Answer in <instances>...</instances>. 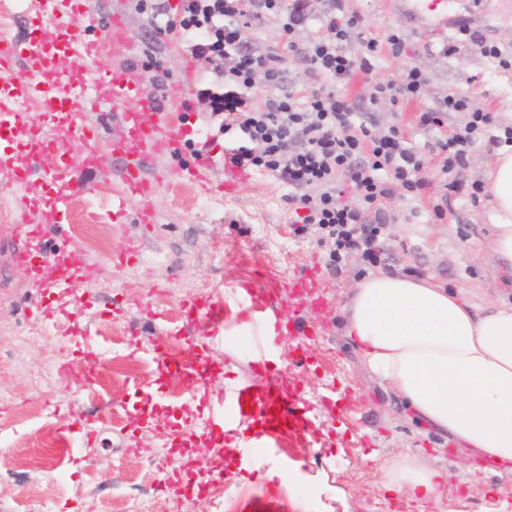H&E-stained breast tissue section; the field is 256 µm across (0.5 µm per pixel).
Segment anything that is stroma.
Here are the masks:
<instances>
[{"label": "stroma", "mask_w": 512, "mask_h": 512, "mask_svg": "<svg viewBox=\"0 0 512 512\" xmlns=\"http://www.w3.org/2000/svg\"><path fill=\"white\" fill-rule=\"evenodd\" d=\"M99 23L84 33L98 42L102 54L96 66L104 72L119 66L133 69L141 96H163L174 83L186 90L175 109L187 113L191 129L172 153L160 156L155 172L161 177L154 196L151 229L137 224L138 196L127 192L117 175L112 156V115L83 110L79 120L97 130L102 159L83 171L71 193V204L61 217L63 234L48 233L47 247L61 255L88 254L100 272L78 288L73 301L77 319L86 334L73 335L65 321L51 322L47 332L30 331L33 309L49 302L46 291L36 288L29 274L15 266L11 256L26 246L17 236L18 224H42L43 214L22 211L9 185L11 173L0 169V512H177L175 496L157 493L168 465L189 469L205 467L209 482L194 500L193 512H224L226 495L239 499L269 490V482L246 475L218 493L225 471L236 466L224 449L216 447L224 420L214 415L209 432L192 436L186 456L160 447L162 435L172 432L180 418L195 414L186 406L181 382L157 385L150 358L129 356L122 346L127 321H144L146 329L181 321L183 301L206 296L224 297V251L239 245L255 246L257 264L290 278L305 267L317 266L326 282L330 303L329 330L306 337V354L286 344L284 357L295 384L319 401L327 385L336 387V405L319 446L292 442L291 457L306 463V472H289L283 512H416L413 504L390 497L377 463L436 447L439 435L410 419L392 393L363 367L347 338L340 310L353 288L368 274L380 270L414 277H431L462 289L475 302H512V278H504L491 241L493 204L489 195L479 202L451 197L443 220H435L432 203L442 193L431 184L417 198L395 197L385 207L392 215L380 240L377 265L350 257L338 269L328 264V244L317 234L296 232L288 188L266 173L252 172L235 195L206 193L181 182L178 174L192 164L201 150L223 158L226 150L240 145V138L225 132L223 115L213 114L202 96L212 67L193 57L191 44L179 33H158V12L170 11L179 0H152L141 10L138 0H91ZM364 14L361 37L345 50L359 55L366 39L383 40L388 29L401 26L407 41L400 56L382 52L375 61V77L397 79L404 69L415 67L427 77L421 101H382L375 111L355 108L353 124L377 135L398 126L406 144L426 160L436 158V132L417 125L422 108L432 107L444 95L461 88L462 79L474 77L473 94L486 111L495 113L501 126H512V71L499 69L484 57L468 37L458 31H440L411 22L403 0H350ZM449 13L466 12L472 28L512 55V0H450ZM121 14L135 34V49L113 44L110 20ZM454 52H444L447 43ZM29 119L44 137L58 144L48 163L77 166L81 144L69 137L67 118L46 114L40 101H32ZM138 254L127 266L116 267L112 256L126 244ZM142 295L152 312L138 309L112 314L125 296ZM211 366L207 391L218 402L230 382L249 374L244 349L225 345L222 338L207 339ZM334 364L325 375L321 359ZM72 366L70 385H61L57 370ZM75 405L82 427L96 424L99 412L112 407L122 419L120 430L105 431L101 443L84 447L78 433L64 432L53 415L55 407ZM137 437L142 449L128 451L124 435ZM471 460L470 449L449 446L437 464L446 475L448 496L429 512H512V470L488 465L486 482L497 494L484 498L468 492L462 477Z\"/></svg>", "instance_id": "35a3bbf8"}]
</instances>
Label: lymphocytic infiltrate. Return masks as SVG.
<instances>
[{"instance_id": "lymphocytic-infiltrate-1", "label": "lymphocytic infiltrate", "mask_w": 512, "mask_h": 512, "mask_svg": "<svg viewBox=\"0 0 512 512\" xmlns=\"http://www.w3.org/2000/svg\"><path fill=\"white\" fill-rule=\"evenodd\" d=\"M275 21L288 42L285 51L253 50V22ZM363 16L347 0H180L166 16L161 32H179L193 40L192 51L212 64L219 91L204 89L212 112L224 116L225 132L241 133L244 145L229 152L232 165L264 172L287 185L288 202L303 227H316L330 246L329 262L338 264L358 254L376 263L378 243L390 217L384 204L397 191L415 198L432 182L445 193L434 201L435 219H443L449 194L478 201L484 185L464 183L455 173L467 166L475 140L487 136L491 146L512 144V127H499L493 113L481 108L471 91L461 88L418 114L422 129H441L451 112H464L463 129L437 140V162L425 160L406 146L397 126L378 135L353 127L351 105L343 91L357 73L369 76L368 108L382 100H420L427 78L417 68L399 80L375 81L373 58L382 50L400 55L407 35L389 30L384 41H364L362 56L348 54L344 45L357 35ZM313 29L306 42L295 36ZM307 64L299 89L283 85L285 52Z\"/></svg>"}]
</instances>
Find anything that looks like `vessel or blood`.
Wrapping results in <instances>:
<instances>
[{
	"label": "vessel or blood",
	"mask_w": 512,
	"mask_h": 512,
	"mask_svg": "<svg viewBox=\"0 0 512 512\" xmlns=\"http://www.w3.org/2000/svg\"><path fill=\"white\" fill-rule=\"evenodd\" d=\"M412 14L430 16L437 23L448 21V0H408ZM36 21L27 39L21 42L0 40V139L21 145L18 157H1L0 167L22 164L29 171L43 174V193L30 191L26 180H15L17 203L22 210L58 215L70 203L68 167L50 165L45 156L52 147L28 117L30 101L41 100L46 112L70 113L74 109L111 107L112 152L122 166L119 177L129 192L143 200L136 214V223L150 226L153 222L152 199L155 180L147 172L157 156L178 144L185 135V126L167 119L164 105L153 98L139 97L129 69L118 67L103 73L94 69L99 54L97 43L84 40V31L97 22L90 0H38ZM52 25L65 51L87 61L88 66L66 84L44 78L43 73L54 65L55 54L41 43L43 25ZM70 132L81 142L82 162L90 165L99 155L100 142L94 130L79 121H71ZM216 165L210 151H201L187 168L189 180L203 190H211L209 171ZM17 264L24 267L32 280L53 294L54 301L43 310L46 319L67 315L70 297L79 286L92 278L96 266L85 254L75 253L64 268H56L49 255L35 257L32 249L16 253ZM224 278L230 293L224 300L208 298L188 300L182 305L183 327L200 323L224 325V311L240 308L256 338L250 354V375L229 386L220 406L225 424L246 425L250 434L240 435L236 453L242 471L262 474L272 462L286 453L289 440L315 437L328 420V410L336 402L335 387H328L322 403L308 400L303 389L292 384L288 374L269 359L275 347L306 335L303 313L321 303L320 288L324 280L317 270L282 279L268 272L253 260L252 247H238L224 257ZM183 327L172 328V335H181ZM142 326L131 321L126 326V345L132 353L149 349L158 376L183 378L194 385L193 399L200 407H208L205 364L208 348L196 346L194 362L187 363L169 352L167 341L144 345Z\"/></svg>",
	"instance_id": "vessel-or-blood-1"
}]
</instances>
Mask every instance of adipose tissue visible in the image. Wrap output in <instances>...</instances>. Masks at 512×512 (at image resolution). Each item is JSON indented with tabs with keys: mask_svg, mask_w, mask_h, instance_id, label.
Wrapping results in <instances>:
<instances>
[{
	"mask_svg": "<svg viewBox=\"0 0 512 512\" xmlns=\"http://www.w3.org/2000/svg\"><path fill=\"white\" fill-rule=\"evenodd\" d=\"M487 192L495 203L493 248L512 275V151L497 152ZM345 334L375 379L446 441L480 463L512 466V304H476L428 279L379 273L343 307ZM387 483L420 512L438 503L443 474L416 458L382 465Z\"/></svg>",
	"mask_w": 512,
	"mask_h": 512,
	"instance_id": "ef3b65f1",
	"label": "adipose tissue"
}]
</instances>
